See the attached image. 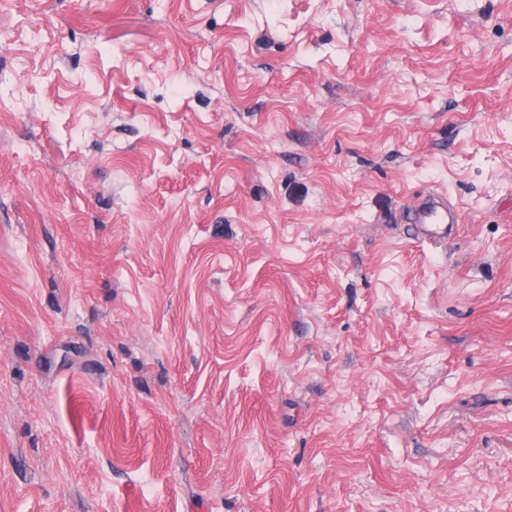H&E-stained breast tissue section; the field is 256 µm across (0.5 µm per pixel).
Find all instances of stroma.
Here are the masks:
<instances>
[{"label": "stroma", "mask_w": 512, "mask_h": 512, "mask_svg": "<svg viewBox=\"0 0 512 512\" xmlns=\"http://www.w3.org/2000/svg\"><path fill=\"white\" fill-rule=\"evenodd\" d=\"M0 512H512V0H0ZM412 220L418 224L424 240L443 241L452 233L453 220L448 219V204L437 193H429L417 207Z\"/></svg>", "instance_id": "35a3bbf8"}]
</instances>
